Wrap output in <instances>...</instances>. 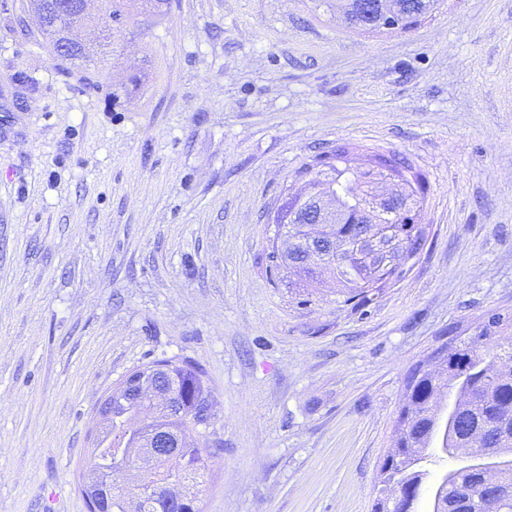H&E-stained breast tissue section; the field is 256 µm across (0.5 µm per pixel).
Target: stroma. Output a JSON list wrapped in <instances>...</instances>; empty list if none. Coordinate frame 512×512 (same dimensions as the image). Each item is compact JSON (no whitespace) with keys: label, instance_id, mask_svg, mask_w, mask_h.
I'll return each mask as SVG.
<instances>
[{"label":"stroma","instance_id":"stroma-1","mask_svg":"<svg viewBox=\"0 0 512 512\" xmlns=\"http://www.w3.org/2000/svg\"><path fill=\"white\" fill-rule=\"evenodd\" d=\"M27 4L0 0V512H87L101 400L165 357L212 390L204 512H372L408 371L512 336V0L379 34L338 0H171L96 62L116 101ZM342 142L426 177L423 251L359 310L332 269L310 302L266 272L284 186ZM37 25L39 35L44 39L46 45L53 54L54 59L60 61V64L63 66V68L68 70L71 68L83 70L82 79L86 87L96 91L103 89V85H101V83L97 80L95 72H92L89 69V64L93 61L94 56L97 54V51L93 48V46L84 44L83 47H80V53L78 55H59L57 53V41L59 40L60 35L64 33L65 23L57 24L55 27H51L52 29L44 28L38 23ZM366 158L381 167L387 168L391 173L397 174L398 176L401 175V166L399 164L407 166L411 165L405 157L400 158L399 154L389 151H369Z\"/></svg>","mask_w":512,"mask_h":512}]
</instances>
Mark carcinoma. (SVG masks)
<instances>
[{"instance_id":"carcinoma-1","label":"carcinoma","mask_w":512,"mask_h":512,"mask_svg":"<svg viewBox=\"0 0 512 512\" xmlns=\"http://www.w3.org/2000/svg\"><path fill=\"white\" fill-rule=\"evenodd\" d=\"M140 2L141 12L150 16H162L170 8V0H106L108 6L98 25L119 32L125 26L126 17ZM440 0H402L406 10V22L398 27L406 31L418 25L438 8ZM65 24L49 29L38 27L39 35L63 68L83 71L86 87L99 91L103 85L89 69L97 51L88 45L79 49V54L62 56L57 53V41L64 33ZM348 154V148L338 146L330 154L319 156L298 171L300 191L316 186V178L331 175L341 185L350 202L359 198L357 182L346 173L336 158ZM367 160L401 174V166L408 159L389 151L374 150L366 155ZM425 179L416 170L410 189L404 191L417 210L423 209ZM294 197L286 196L274 216L273 237L288 236V259L295 263L297 279L288 283V289L302 292L310 297L316 290V269L300 257L302 239L307 233L289 223ZM390 228L402 236L405 252L404 263L389 272V283L401 280L407 266L423 250L426 233L415 232V225L404 223V216L395 217ZM338 294L343 303L353 309L365 308L379 294L365 274V265L359 259L337 262L334 265ZM439 349L445 352L440 362L430 369L423 364L415 365L406 381V421H396L393 446L390 451L400 456L399 465L383 475L380 493L403 496L406 512H415L424 480L430 476L428 465L436 457V451L455 458L458 449L492 448L495 452L512 458V336H498L496 331L485 327L478 335L456 338L443 343ZM148 366L166 368L162 374L163 384L176 396L177 407L170 412L160 411L141 418L147 407L144 402L128 398L119 388L112 389V414L108 431L99 442L89 449L87 466L96 463L99 456L112 457V470L120 471L132 463L128 451L142 446L150 429L165 426L180 437L179 447L161 460L158 471L149 473L142 483L134 488L114 478L106 486L111 512H157L158 503L172 488H182L191 494L188 500L192 512H203V497L206 491L204 456L223 451V444L208 443L200 431L202 405L212 402V393L202 368L189 360L177 358L157 359ZM456 409L454 426L443 425V396ZM480 485L478 473L460 466L444 474L436 486L441 508H460L462 499L476 493ZM495 488L507 496L490 503L483 512H512V466L499 471Z\"/></svg>"}]
</instances>
